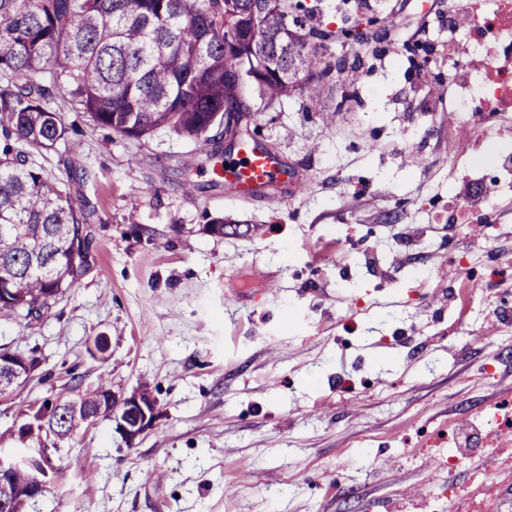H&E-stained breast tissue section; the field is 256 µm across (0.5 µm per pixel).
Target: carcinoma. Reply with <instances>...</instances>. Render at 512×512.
Here are the masks:
<instances>
[{
  "label": "carcinoma",
  "mask_w": 512,
  "mask_h": 512,
  "mask_svg": "<svg viewBox=\"0 0 512 512\" xmlns=\"http://www.w3.org/2000/svg\"><path fill=\"white\" fill-rule=\"evenodd\" d=\"M293 0H0V321L48 315L85 272L87 229L67 178L45 153L68 139L53 91L73 112L134 140L167 130L206 146L224 136V113L268 108L302 91L319 98L332 66ZM37 359L0 347V399L11 397ZM112 414V392L74 386L33 414L37 432L72 438ZM32 473L13 470L0 512H24Z\"/></svg>",
  "instance_id": "carcinoma-1"
}]
</instances>
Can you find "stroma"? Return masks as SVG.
<instances>
[{
    "label": "stroma",
    "mask_w": 512,
    "mask_h": 512,
    "mask_svg": "<svg viewBox=\"0 0 512 512\" xmlns=\"http://www.w3.org/2000/svg\"><path fill=\"white\" fill-rule=\"evenodd\" d=\"M441 6L380 0L387 36L371 52L325 44L331 64L356 62L348 106L329 89L250 114L253 138L306 179L283 201L225 196L209 148L99 129L55 91L79 127L85 174L71 191L88 216L89 265L48 317L0 322V345L38 360L27 387L0 400V448L28 446L32 406L74 385L122 398L145 383L161 414L131 442L105 417L72 441L48 438L66 477L26 512H427L435 466L422 430L512 395V352L497 348L506 315L452 332L462 262L512 267V208L492 233L449 223L448 182L465 171L450 170L448 148L463 131L430 80L448 59L395 63L403 42L436 31ZM398 206L400 222L384 223ZM215 216L248 234H209ZM426 224L433 288L421 305L408 280ZM340 227L347 258L312 259ZM347 318L362 334L345 335Z\"/></svg>",
    "instance_id": "35a3bbf8"
}]
</instances>
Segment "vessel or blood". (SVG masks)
Masks as SVG:
<instances>
[{"mask_svg": "<svg viewBox=\"0 0 512 512\" xmlns=\"http://www.w3.org/2000/svg\"><path fill=\"white\" fill-rule=\"evenodd\" d=\"M213 176L223 181L226 196L242 198L279 186L287 181L288 172L277 156L253 146L229 161L227 167L215 168Z\"/></svg>", "mask_w": 512, "mask_h": 512, "instance_id": "obj_1", "label": "vessel or blood"}]
</instances>
